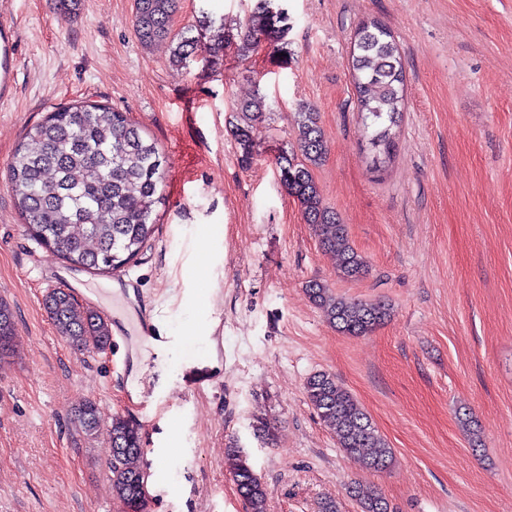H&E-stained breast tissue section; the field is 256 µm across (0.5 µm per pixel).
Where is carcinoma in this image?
Returning <instances> with one entry per match:
<instances>
[{
  "label": "carcinoma",
  "instance_id": "1",
  "mask_svg": "<svg viewBox=\"0 0 512 512\" xmlns=\"http://www.w3.org/2000/svg\"><path fill=\"white\" fill-rule=\"evenodd\" d=\"M178 0H135V33L144 46L157 40L174 43L170 61L188 67L196 59L200 36L193 27L172 29ZM288 30V16L272 10L270 0H256L233 33L219 26L209 56L214 66L233 39L239 51L250 52L263 42L277 43ZM356 102L367 129L369 156L380 171L396 151L404 101L405 72L390 29L378 20L361 23L350 51ZM266 111L265 97L256 94L236 108L232 135L243 166L251 165ZM295 149L282 150L275 159L278 180L298 201L305 223L321 232L320 248L338 258L340 277L359 280L368 273L365 259L352 246L347 225L323 203L313 175L328 153L319 116L307 105L294 113ZM165 156L156 143L145 139L127 116L96 104L77 103L57 108L31 127L8 166L12 192L30 234L68 265L98 274H113L134 260L156 231L153 218L160 201ZM310 300L326 321L346 336H366L391 318L392 308L382 299L361 300L335 296L328 284L308 282ZM46 308L57 332L77 350L103 351L111 344L107 321L80 305L64 289L46 297ZM15 321L0 302V361L14 352ZM307 396L321 419L336 431L337 445L366 470L387 469L392 448L376 429L370 415L351 393L327 372L306 381ZM77 421L90 436L100 426L96 403L85 401ZM112 496L120 502L139 503L144 486L137 467L143 453L139 428L120 414L110 426ZM227 470L249 512H266L269 489L238 449L228 455ZM351 494L361 512H393L374 487L357 482Z\"/></svg>",
  "mask_w": 512,
  "mask_h": 512
}]
</instances>
